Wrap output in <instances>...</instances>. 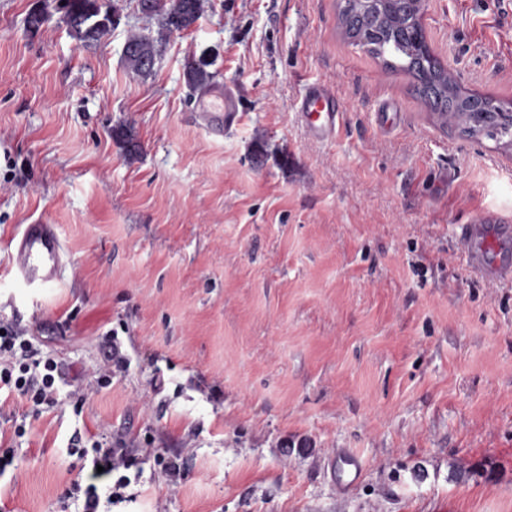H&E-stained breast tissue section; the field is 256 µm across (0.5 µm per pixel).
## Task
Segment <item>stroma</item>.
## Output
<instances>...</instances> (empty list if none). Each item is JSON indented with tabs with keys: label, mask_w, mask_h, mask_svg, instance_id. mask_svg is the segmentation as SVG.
I'll return each mask as SVG.
<instances>
[{
	"label": "stroma",
	"mask_w": 512,
	"mask_h": 512,
	"mask_svg": "<svg viewBox=\"0 0 512 512\" xmlns=\"http://www.w3.org/2000/svg\"><path fill=\"white\" fill-rule=\"evenodd\" d=\"M111 3L85 47L0 0V321L64 372L40 414L0 395V512H83L76 435L177 459L129 470L111 512H512V281L457 236L512 225V145L441 125L345 38L339 0H205L147 76L123 45L158 22ZM422 23L462 88L512 108V0H423ZM204 54L237 98L220 132L184 78ZM315 84L344 105L324 143L297 111ZM37 221L66 259L33 289L8 243ZM109 343L121 366L76 403ZM335 448L366 463L348 497Z\"/></svg>",
	"instance_id": "obj_1"
}]
</instances>
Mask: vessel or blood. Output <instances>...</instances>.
<instances>
[{
    "mask_svg": "<svg viewBox=\"0 0 512 512\" xmlns=\"http://www.w3.org/2000/svg\"><path fill=\"white\" fill-rule=\"evenodd\" d=\"M200 106L211 123L219 127L232 124L237 117L232 93L221 87L206 94ZM299 112L312 139L326 142L336 135L342 117V103L328 85H315L302 98ZM511 230L505 224L463 225L461 236L469 245L470 263L496 278H512V266L497 261L494 249L497 239ZM9 247L12 268L27 285L40 288L56 280L64 262V246L53 225H24ZM332 462L337 492L350 494L363 475L364 466L360 457L351 449L339 448Z\"/></svg>",
    "mask_w": 512,
    "mask_h": 512,
    "instance_id": "obj_1",
    "label": "vessel or blood"
}]
</instances>
